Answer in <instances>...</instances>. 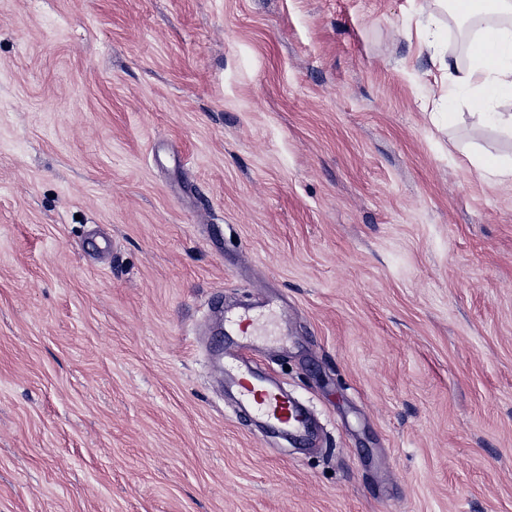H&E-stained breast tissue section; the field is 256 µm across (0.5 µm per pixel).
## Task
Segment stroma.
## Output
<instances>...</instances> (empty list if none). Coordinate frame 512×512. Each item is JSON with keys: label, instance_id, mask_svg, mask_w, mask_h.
Returning a JSON list of instances; mask_svg holds the SVG:
<instances>
[{"label": "stroma", "instance_id": "stroma-1", "mask_svg": "<svg viewBox=\"0 0 512 512\" xmlns=\"http://www.w3.org/2000/svg\"><path fill=\"white\" fill-rule=\"evenodd\" d=\"M457 21L0 0V512H512V182L468 160L512 139L441 100ZM267 300L304 444L209 359Z\"/></svg>", "mask_w": 512, "mask_h": 512}]
</instances>
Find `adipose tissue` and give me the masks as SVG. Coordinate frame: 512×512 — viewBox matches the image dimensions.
<instances>
[{"label": "adipose tissue", "instance_id": "1", "mask_svg": "<svg viewBox=\"0 0 512 512\" xmlns=\"http://www.w3.org/2000/svg\"><path fill=\"white\" fill-rule=\"evenodd\" d=\"M443 78L449 82L448 107L459 94H467L477 123L494 122L512 134V113L493 112L492 101L512 98V26L486 25L469 40L467 62L436 57Z\"/></svg>", "mask_w": 512, "mask_h": 512}]
</instances>
